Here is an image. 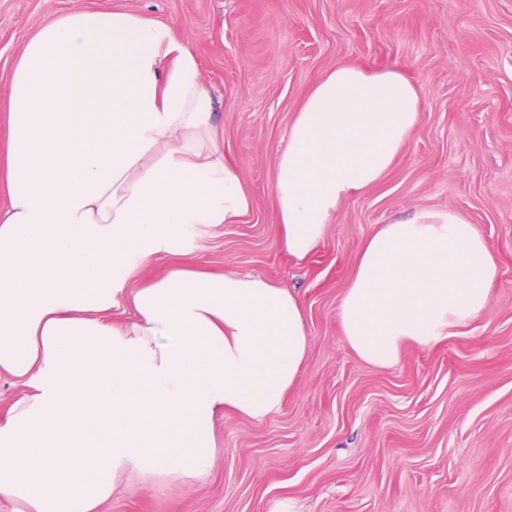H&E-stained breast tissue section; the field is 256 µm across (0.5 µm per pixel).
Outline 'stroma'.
<instances>
[{"label":"stroma","mask_w":512,"mask_h":512,"mask_svg":"<svg viewBox=\"0 0 512 512\" xmlns=\"http://www.w3.org/2000/svg\"><path fill=\"white\" fill-rule=\"evenodd\" d=\"M116 7L189 40L252 197L238 223L187 235V262L295 291L310 348L276 413L219 416L208 476L132 479L101 512H512V0H0V113L43 21ZM344 63L403 69L421 118L298 261L276 238V158L309 90ZM422 211L476 225L498 263L489 306L375 367L346 342L337 308L363 241Z\"/></svg>","instance_id":"stroma-1"}]
</instances>
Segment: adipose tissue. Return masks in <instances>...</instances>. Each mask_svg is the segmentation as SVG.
Instances as JSON below:
<instances>
[{"mask_svg": "<svg viewBox=\"0 0 512 512\" xmlns=\"http://www.w3.org/2000/svg\"><path fill=\"white\" fill-rule=\"evenodd\" d=\"M196 54L165 22L83 10L50 19L13 72L0 144V372L30 391L0 420V498L13 512H97L123 480L190 486L215 418L276 412L303 368L298 295L255 274L177 265L137 287L189 230L232 224L251 198L214 135ZM402 69H331L276 162L278 242L296 260L416 130ZM496 259L454 213L421 212L364 242L338 318L364 362L455 335L488 307ZM131 316L110 319L112 310Z\"/></svg>", "mask_w": 512, "mask_h": 512, "instance_id": "adipose-tissue-1", "label": "adipose tissue"}]
</instances>
